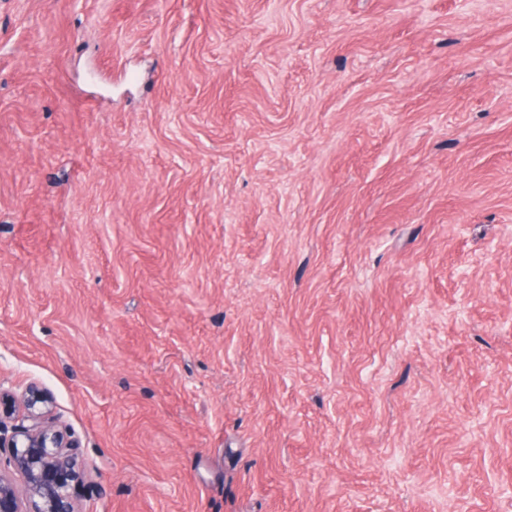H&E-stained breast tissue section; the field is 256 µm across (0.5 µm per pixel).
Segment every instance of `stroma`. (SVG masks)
I'll return each mask as SVG.
<instances>
[{
    "instance_id": "stroma-1",
    "label": "stroma",
    "mask_w": 512,
    "mask_h": 512,
    "mask_svg": "<svg viewBox=\"0 0 512 512\" xmlns=\"http://www.w3.org/2000/svg\"><path fill=\"white\" fill-rule=\"evenodd\" d=\"M81 512H512V0H0V387Z\"/></svg>"
}]
</instances>
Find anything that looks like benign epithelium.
<instances>
[{
	"instance_id": "1",
	"label": "benign epithelium",
	"mask_w": 512,
	"mask_h": 512,
	"mask_svg": "<svg viewBox=\"0 0 512 512\" xmlns=\"http://www.w3.org/2000/svg\"><path fill=\"white\" fill-rule=\"evenodd\" d=\"M7 419L16 421L10 431ZM0 448L9 449L8 472L0 470V512H80L79 442L55 428L52 402L42 389L30 386L18 397L0 387Z\"/></svg>"
}]
</instances>
